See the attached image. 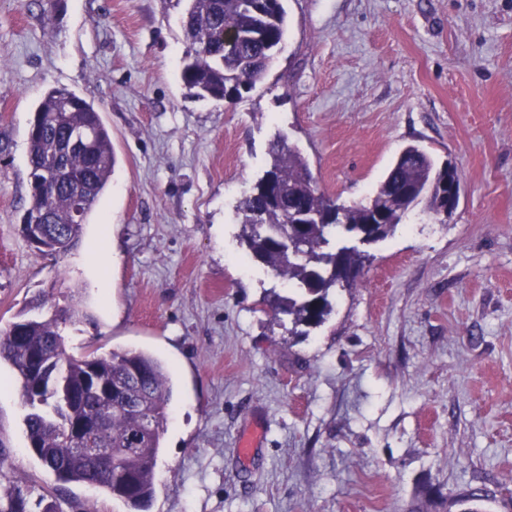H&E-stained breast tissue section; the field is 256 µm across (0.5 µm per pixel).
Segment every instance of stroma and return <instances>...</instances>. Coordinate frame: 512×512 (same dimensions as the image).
I'll return each mask as SVG.
<instances>
[{
    "mask_svg": "<svg viewBox=\"0 0 512 512\" xmlns=\"http://www.w3.org/2000/svg\"><path fill=\"white\" fill-rule=\"evenodd\" d=\"M285 46L235 104L180 79L187 0H0V330L29 302L88 312L87 346L143 350L173 382L148 512H512V0H283ZM93 103L118 164L78 248L22 235L28 128L53 87ZM287 137L319 188L366 199L410 144L459 169L447 221L413 211L293 333L287 295L238 263L239 201ZM0 489L61 512H129L60 485L0 368ZM263 427L250 460L237 444Z\"/></svg>",
    "mask_w": 512,
    "mask_h": 512,
    "instance_id": "stroma-1",
    "label": "stroma"
}]
</instances>
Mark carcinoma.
Wrapping results in <instances>:
<instances>
[{
	"mask_svg": "<svg viewBox=\"0 0 512 512\" xmlns=\"http://www.w3.org/2000/svg\"><path fill=\"white\" fill-rule=\"evenodd\" d=\"M190 42L181 80L200 98L234 102L252 90L274 60L285 37L282 0H189L184 20ZM74 131L86 134L81 147L69 148ZM117 158L109 130L85 98L65 87L48 90L28 130L27 212L44 217L50 256L64 255L80 242L85 224L105 192ZM55 175L48 182L41 169ZM442 167L422 148L406 147L365 202L345 206L320 191L307 160L286 140L271 152L270 168L237 206L248 256L296 290L273 294L275 310L294 327L318 325L331 313L336 287L353 288L369 257L353 247L333 246L339 231L363 233L377 216L374 239L386 238L414 209L433 208L441 192ZM83 201L74 213L73 185ZM288 189V206L270 198L268 187ZM306 209L318 219L306 227L289 222L290 209ZM288 232V242L271 238ZM78 314L58 308L46 316L20 314L0 332V364L15 374L28 406L24 417L31 451L62 485L86 484L124 502L131 512H147L169 412L170 375L160 359L141 350L91 348L78 358L65 349L62 327ZM60 354L36 399L28 351ZM112 385L107 394L90 383V373ZM100 425L84 443L68 426L89 418ZM105 448L107 460L82 452ZM0 512H29L20 487L0 493Z\"/></svg>",
	"mask_w": 512,
	"mask_h": 512,
	"instance_id": "obj_1",
	"label": "carcinoma"
}]
</instances>
